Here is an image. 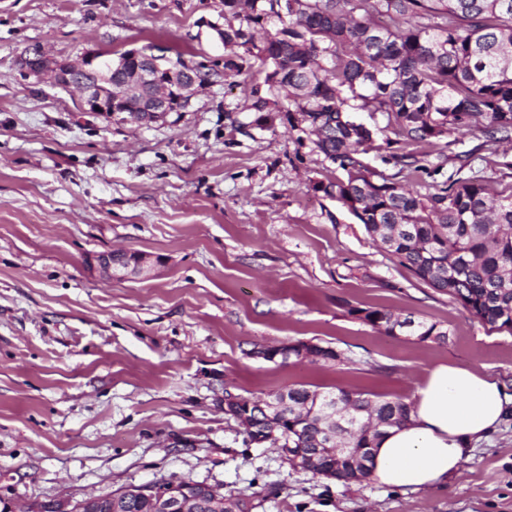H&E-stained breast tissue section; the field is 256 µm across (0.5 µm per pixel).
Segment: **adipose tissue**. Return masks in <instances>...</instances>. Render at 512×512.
I'll list each match as a JSON object with an SVG mask.
<instances>
[{
    "label": "adipose tissue",
    "instance_id": "obj_1",
    "mask_svg": "<svg viewBox=\"0 0 512 512\" xmlns=\"http://www.w3.org/2000/svg\"><path fill=\"white\" fill-rule=\"evenodd\" d=\"M512 414V393L495 377L452 364L432 368L411 400L404 425L387 429L373 450V475L409 490L462 473L480 441Z\"/></svg>",
    "mask_w": 512,
    "mask_h": 512
}]
</instances>
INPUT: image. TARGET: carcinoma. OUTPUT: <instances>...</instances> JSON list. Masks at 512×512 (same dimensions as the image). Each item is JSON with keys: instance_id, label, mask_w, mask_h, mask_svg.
<instances>
[{"instance_id": "cac0c4a2", "label": "carcinoma", "mask_w": 512, "mask_h": 512, "mask_svg": "<svg viewBox=\"0 0 512 512\" xmlns=\"http://www.w3.org/2000/svg\"><path fill=\"white\" fill-rule=\"evenodd\" d=\"M276 2L224 0L217 35L260 60L267 86L252 89L243 111L283 112L289 121L299 114L315 149L342 171L315 190L342 202L418 280L512 335V192L492 195L477 176H450L425 194L402 183L414 172L433 174L419 148H439L451 133L478 130L489 143H512V0H295L283 15ZM353 110L387 115L396 173L363 163L373 130L347 124ZM349 313L389 336L402 331L388 310ZM407 335L448 339L438 324L420 321ZM319 361L345 365L352 357L324 346ZM285 396L299 414L288 413L274 437L258 399L241 397L246 443L314 447L319 427L329 425L324 397L332 396L344 452L330 478L341 482L371 477L370 448L410 415L402 397L366 390L293 384L268 402Z\"/></svg>"}]
</instances>
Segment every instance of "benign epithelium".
<instances>
[{
    "label": "benign epithelium",
    "mask_w": 512,
    "mask_h": 512,
    "mask_svg": "<svg viewBox=\"0 0 512 512\" xmlns=\"http://www.w3.org/2000/svg\"><path fill=\"white\" fill-rule=\"evenodd\" d=\"M145 53L130 49L123 53L120 65L129 68V76L120 86L112 83V62H107L105 74L91 84L81 79V74L101 66L104 55L87 51L77 59L58 58L45 50L38 53L28 51L20 59L26 73L41 82L51 80L55 85L72 89L79 94L85 112L110 115L126 112L138 123H152L163 119L169 112H181L189 105L191 96L207 87L198 79L186 77L188 70L182 65L170 62L163 56H148L150 64L142 67L139 60ZM98 269L107 278L122 277L134 270L139 275L151 270L147 256L143 254L122 255L112 251L97 258ZM312 464L331 462L336 457L334 448H312L305 455H295V466L303 465L301 458ZM142 496L152 497L155 512H221L224 499L214 488L195 482L173 481L162 490L150 484L142 488H126L115 494L109 505V512H126L129 501Z\"/></svg>",
    "instance_id": "benign-epithelium-1"
}]
</instances>
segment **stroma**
Segmentation results:
<instances>
[{
	"label": "stroma",
	"mask_w": 512,
	"mask_h": 512,
	"mask_svg": "<svg viewBox=\"0 0 512 512\" xmlns=\"http://www.w3.org/2000/svg\"><path fill=\"white\" fill-rule=\"evenodd\" d=\"M223 21V0H0V498L26 512L166 478L251 512H512V419L462 474L411 492L291 467L225 414V392L291 384L408 399L441 363L512 392V335L419 281L317 191L339 171L312 135L284 120L259 128L243 111L260 62L223 45L212 29ZM35 45L71 59L159 47L242 69L141 125L36 83L19 65ZM427 165L410 182L422 193L456 173L512 190V147L478 132ZM115 249L146 255L150 274L102 277L90 261ZM356 308L439 323L448 339L386 335ZM288 340L353 361L255 355Z\"/></svg>",
	"instance_id": "stroma-1"
}]
</instances>
